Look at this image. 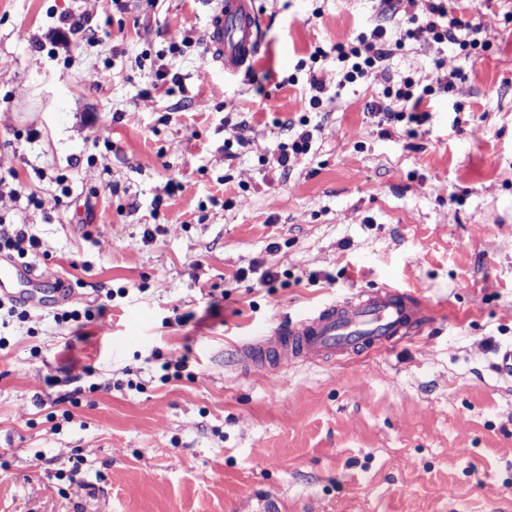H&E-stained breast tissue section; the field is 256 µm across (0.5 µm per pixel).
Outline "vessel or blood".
Instances as JSON below:
<instances>
[{
	"mask_svg": "<svg viewBox=\"0 0 512 512\" xmlns=\"http://www.w3.org/2000/svg\"><path fill=\"white\" fill-rule=\"evenodd\" d=\"M262 25L255 0H217L206 28L207 63L232 76L246 69L262 43ZM67 296L65 283L36 267L0 255V301L27 304L41 286ZM437 315L417 296L390 287L364 290L323 304L312 315L271 329L236 351L240 372L269 371L282 363H328L394 347L431 327Z\"/></svg>",
	"mask_w": 512,
	"mask_h": 512,
	"instance_id": "1",
	"label": "vessel or blood"
}]
</instances>
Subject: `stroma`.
<instances>
[{
	"label": "stroma",
	"mask_w": 512,
	"mask_h": 512,
	"mask_svg": "<svg viewBox=\"0 0 512 512\" xmlns=\"http://www.w3.org/2000/svg\"><path fill=\"white\" fill-rule=\"evenodd\" d=\"M256 7L252 85L181 44L211 0H0V222L28 225L47 248L33 264L74 292L39 289L0 326V512H512V377L495 370L512 347V0H474L483 59L426 33L366 83L322 60L308 110L314 47L396 18L378 0ZM85 10L98 40H46ZM439 59L454 86L416 135L371 112ZM161 64L179 87L148 89ZM303 117L312 146L281 170ZM243 120L251 144L227 158ZM61 178L69 197L37 207ZM383 286L420 294L432 330L351 363L237 370L239 344ZM101 305L104 322L55 321Z\"/></svg>",
	"instance_id": "obj_1"
}]
</instances>
